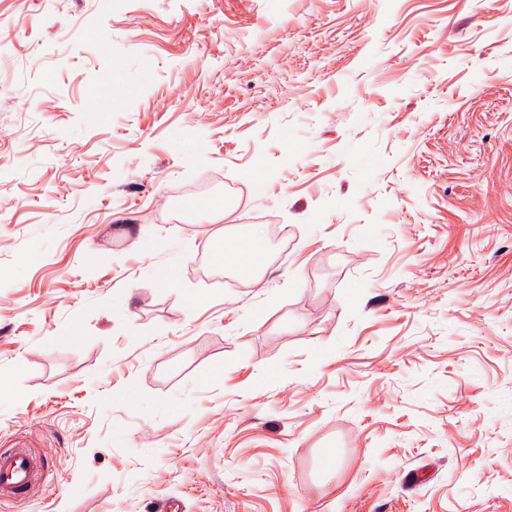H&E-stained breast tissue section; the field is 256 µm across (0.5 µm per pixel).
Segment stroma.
<instances>
[{
	"mask_svg": "<svg viewBox=\"0 0 512 512\" xmlns=\"http://www.w3.org/2000/svg\"><path fill=\"white\" fill-rule=\"evenodd\" d=\"M1 42L0 453L41 475L0 512H512V0H0ZM214 261L225 267H233L242 273L258 276L266 265L267 259L263 250L255 242L237 240L227 251H213Z\"/></svg>",
	"mask_w": 512,
	"mask_h": 512,
	"instance_id": "stroma-1",
	"label": "stroma"
}]
</instances>
